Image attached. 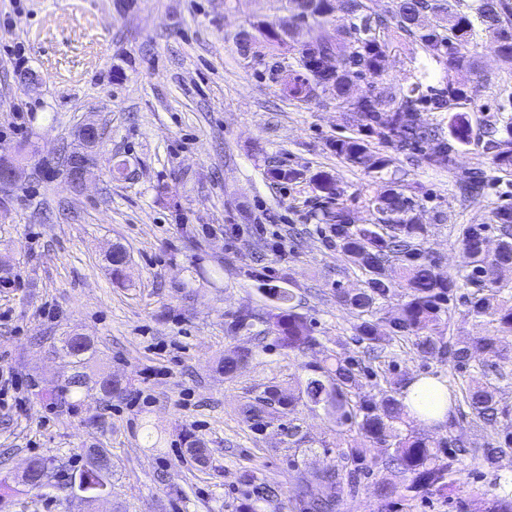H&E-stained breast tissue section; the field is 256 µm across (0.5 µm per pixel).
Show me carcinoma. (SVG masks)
I'll return each mask as SVG.
<instances>
[{
    "mask_svg": "<svg viewBox=\"0 0 512 512\" xmlns=\"http://www.w3.org/2000/svg\"><path fill=\"white\" fill-rule=\"evenodd\" d=\"M283 16L272 21L256 19L235 36L238 52L255 57L258 49L285 45L293 39L294 26L311 29L328 22L335 10L334 0H280ZM351 18L338 31L335 40L323 41L316 35L303 45L297 60L299 70L289 76L282 91L291 99L305 101L318 93H334L336 101L360 116L363 136L338 139L331 144L337 155L351 164L381 168L385 161L374 158L369 139L390 144L399 151L416 156L419 165L456 168L458 144L470 140L466 116L454 114L448 135L424 125L418 112H446L462 97L453 85L436 89L424 86L428 71L424 68L409 76L400 90L399 101L388 111L378 108L373 92L376 77L382 71L386 37L393 32L413 39L432 58L444 59L451 68L470 66L469 36L479 27L508 62H512V0H471L466 10L462 0H401L398 14L388 20L373 13L369 0H341ZM368 81V89L356 98L347 96L352 80ZM499 117L486 123L491 164L500 178H512V93L500 105ZM316 188L332 199L340 196L336 183L326 174L315 178ZM464 194H480L484 177L472 173L457 182ZM365 207L375 216L371 224H353L348 208H336L324 214L326 240L346 257L359 272L363 287L354 291L336 289V299L354 318V329L368 354L366 372L380 377L385 387L375 396L358 392L360 370L357 364L336 359L310 363L302 395L323 409L336 430L349 434L345 448L338 449L336 463L305 476L296 493L299 512H339L344 496L354 493L372 467L383 465L410 477L407 491L418 496L429 490H453L454 470L445 461L444 448L464 446L453 436L461 421L493 426L500 418L512 415L500 404L502 385L512 380V350L502 347L501 334H512V281L502 272L512 270V207L494 209V230L499 244L494 253L480 248L486 240L487 224H456L453 232L462 253L456 273L446 277L435 272L439 259L423 248L427 227L414 222L418 206L415 197L401 188L383 186L365 196ZM267 295L276 302L275 310L230 314L226 322L231 333L263 326L260 333L272 337L273 345L288 351L307 350L315 344L310 321L296 312V295L287 288H271ZM402 297L398 312L382 316L383 306L394 296ZM462 300L467 315L478 329L468 341L436 335L449 321ZM408 351L420 356L438 355L463 372L461 380L448 381V436L432 439L411 429L400 398L407 379L401 376L398 359ZM96 350L91 341L77 348L72 372L50 384L47 398L57 408L74 413L81 405L80 395L90 385L89 373ZM252 357L249 350H232L224 356V373L233 374ZM281 408L290 416L294 401L277 387H268L243 408L254 430L262 429L269 410ZM288 447L298 448L304 435L294 419L283 424ZM386 446L394 453L378 460L371 448ZM512 455V430L495 432L484 448H476L472 458L487 467ZM85 452L84 464L68 474L64 486H76L90 499L112 492V475L91 462ZM37 470L25 483L31 490L41 489L59 468L54 457L37 456ZM238 482L246 488L238 512H259L257 500L249 488L256 477L243 470Z\"/></svg>",
    "mask_w": 512,
    "mask_h": 512,
    "instance_id": "carcinoma-1",
    "label": "carcinoma"
}]
</instances>
